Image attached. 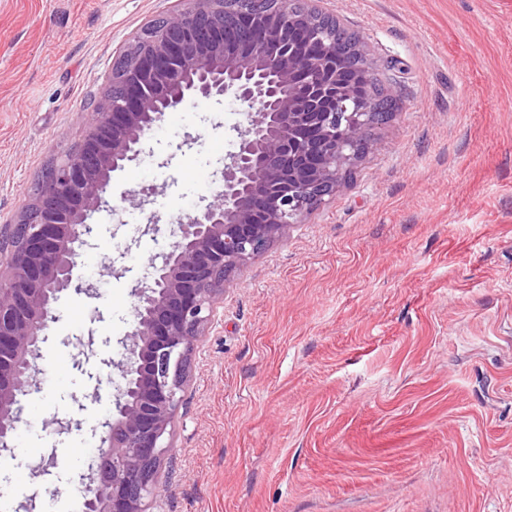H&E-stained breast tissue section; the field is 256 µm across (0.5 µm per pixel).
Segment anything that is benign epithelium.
<instances>
[{
  "mask_svg": "<svg viewBox=\"0 0 512 512\" xmlns=\"http://www.w3.org/2000/svg\"><path fill=\"white\" fill-rule=\"evenodd\" d=\"M120 50L115 102L95 105L81 147L53 161L14 224L0 226V445L20 421L19 394L38 388L35 356L49 339L54 304L73 289L77 250L91 245L92 214L109 207L112 173L139 159L166 113L231 96L252 113L224 164L215 200L180 221L179 239L137 299L123 385L100 427L108 450L88 477L83 512H149L170 447L194 346L212 302L237 269L263 253L304 214L333 195L372 125V103L338 78L348 53L313 33L310 10L278 0H182Z\"/></svg>",
  "mask_w": 512,
  "mask_h": 512,
  "instance_id": "benign-epithelium-1",
  "label": "benign epithelium"
}]
</instances>
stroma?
Masks as SVG:
<instances>
[{"label":"stroma","instance_id":"stroma-1","mask_svg":"<svg viewBox=\"0 0 512 512\" xmlns=\"http://www.w3.org/2000/svg\"><path fill=\"white\" fill-rule=\"evenodd\" d=\"M178 6L0 0V225L81 143L120 47ZM315 6L359 35L399 108L336 194L226 283L150 512H512V0ZM248 113L169 112L114 173L76 259L93 292L57 301L40 388L0 447V512H81L132 289L220 190Z\"/></svg>","mask_w":512,"mask_h":512}]
</instances>
